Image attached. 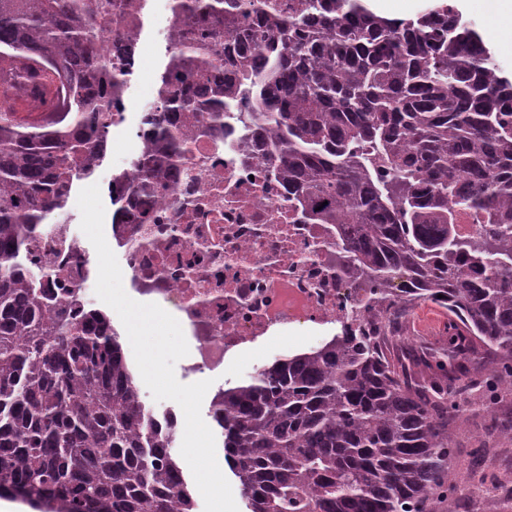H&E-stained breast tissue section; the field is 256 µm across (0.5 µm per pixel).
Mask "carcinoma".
Here are the masks:
<instances>
[{
  "mask_svg": "<svg viewBox=\"0 0 512 512\" xmlns=\"http://www.w3.org/2000/svg\"><path fill=\"white\" fill-rule=\"evenodd\" d=\"M117 0H0V71L56 73L62 105L37 123L0 110V498L35 512H197L111 318L50 305L19 256V225L52 224L111 129ZM177 49L135 186L184 153L192 127L256 135L288 200L334 224L341 272L371 288L373 334L346 331L224 390L215 420L249 512H431L448 421L479 386L512 390V80L448 0L413 19L365 0H172ZM326 206H321V203ZM482 224L461 233L464 214ZM448 311V348L416 380L389 342L414 307ZM498 352L481 382L469 364Z\"/></svg>",
  "mask_w": 512,
  "mask_h": 512,
  "instance_id": "obj_1",
  "label": "carcinoma"
}]
</instances>
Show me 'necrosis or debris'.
Wrapping results in <instances>:
<instances>
[{
  "label": "necrosis or debris",
  "mask_w": 512,
  "mask_h": 512,
  "mask_svg": "<svg viewBox=\"0 0 512 512\" xmlns=\"http://www.w3.org/2000/svg\"><path fill=\"white\" fill-rule=\"evenodd\" d=\"M170 0H132L119 28L131 44L129 64L145 50L144 11ZM179 175L156 199L133 192L135 156L105 169L96 164L111 210L105 238L123 257V287L180 323L192 349L184 375H220L229 360L283 334L328 335L350 326L368 290L351 287L336 267V227L306 223L273 167L255 158L251 136L234 123L189 140ZM157 223H140L145 209ZM24 248L49 267L47 294L85 310V287L98 263L65 223L25 236Z\"/></svg>",
  "instance_id": "4bbe7bcc"
}]
</instances>
